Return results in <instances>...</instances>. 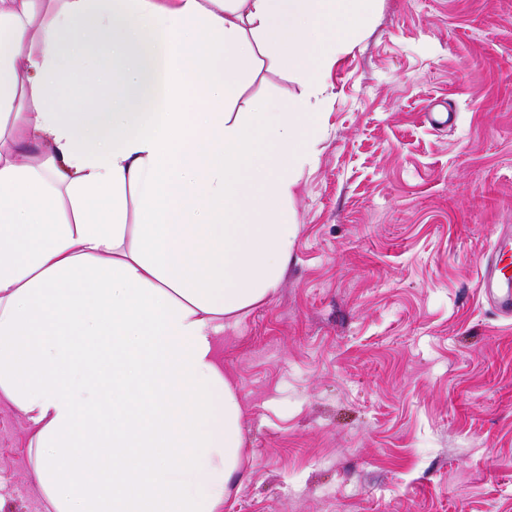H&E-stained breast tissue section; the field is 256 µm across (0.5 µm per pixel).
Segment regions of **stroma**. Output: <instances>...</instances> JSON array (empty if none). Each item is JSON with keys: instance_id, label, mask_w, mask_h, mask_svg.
<instances>
[{"instance_id": "35a3bbf8", "label": "stroma", "mask_w": 512, "mask_h": 512, "mask_svg": "<svg viewBox=\"0 0 512 512\" xmlns=\"http://www.w3.org/2000/svg\"><path fill=\"white\" fill-rule=\"evenodd\" d=\"M323 81L281 285L218 339L243 405L222 512H512V318L480 266L512 232V0H378ZM303 95L265 66L230 109ZM32 435L0 399V512H47Z\"/></svg>"}]
</instances>
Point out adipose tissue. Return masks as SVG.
<instances>
[{
  "instance_id": "ef3b65f1",
  "label": "adipose tissue",
  "mask_w": 512,
  "mask_h": 512,
  "mask_svg": "<svg viewBox=\"0 0 512 512\" xmlns=\"http://www.w3.org/2000/svg\"><path fill=\"white\" fill-rule=\"evenodd\" d=\"M376 2L0 0V398L53 512H220L243 410L216 340L283 278L306 101ZM265 56L305 98L228 111Z\"/></svg>"
}]
</instances>
